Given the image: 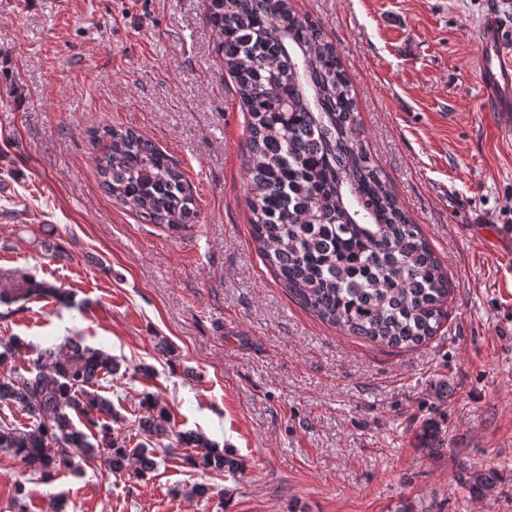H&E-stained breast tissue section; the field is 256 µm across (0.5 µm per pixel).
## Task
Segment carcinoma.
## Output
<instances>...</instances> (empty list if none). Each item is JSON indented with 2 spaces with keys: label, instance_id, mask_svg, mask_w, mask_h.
Masks as SVG:
<instances>
[{
  "label": "carcinoma",
  "instance_id": "obj_1",
  "mask_svg": "<svg viewBox=\"0 0 512 512\" xmlns=\"http://www.w3.org/2000/svg\"><path fill=\"white\" fill-rule=\"evenodd\" d=\"M216 52L249 115L246 178L251 231L288 293L324 322L372 344L414 349L448 319L451 285L433 249L390 190L361 136L350 79L333 44L290 0H210ZM106 140L94 157L105 192L144 223L179 231L197 221L193 187L150 139L129 128L95 134ZM31 295L63 301L67 293L22 277L0 290V303ZM22 374L0 373V402L15 404L33 424L20 430L0 420V448L48 480L76 457L103 459L111 473L142 480L158 467L156 442L177 437L195 448L201 470L237 473L231 448L200 431L173 433L153 395L144 399L130 445L112 429L118 413L98 391L120 371L109 353L72 341L37 350ZM438 421L422 426L434 450ZM503 480L475 469L467 490L486 498Z\"/></svg>",
  "mask_w": 512,
  "mask_h": 512
}]
</instances>
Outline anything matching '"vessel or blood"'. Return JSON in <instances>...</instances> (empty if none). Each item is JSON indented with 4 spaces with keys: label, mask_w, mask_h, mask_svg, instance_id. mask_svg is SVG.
I'll use <instances>...</instances> for the list:
<instances>
[{
    "label": "vessel or blood",
    "mask_w": 512,
    "mask_h": 512,
    "mask_svg": "<svg viewBox=\"0 0 512 512\" xmlns=\"http://www.w3.org/2000/svg\"><path fill=\"white\" fill-rule=\"evenodd\" d=\"M480 80L488 111L512 115V29L496 13L484 17L481 28Z\"/></svg>",
    "instance_id": "b4317fda"
}]
</instances>
